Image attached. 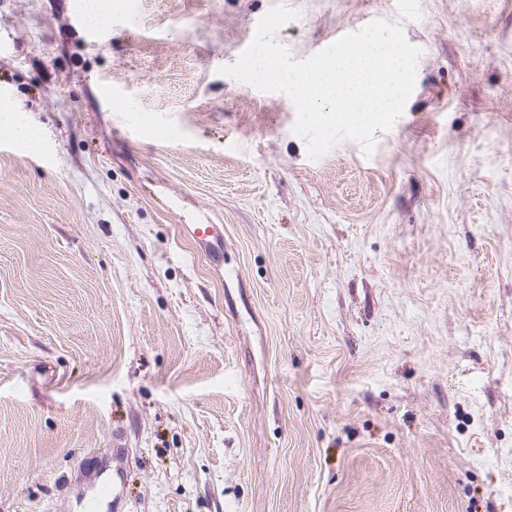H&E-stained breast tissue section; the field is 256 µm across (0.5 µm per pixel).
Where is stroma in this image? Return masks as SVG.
Here are the masks:
<instances>
[{"instance_id":"35a3bbf8","label":"stroma","mask_w":512,"mask_h":512,"mask_svg":"<svg viewBox=\"0 0 512 512\" xmlns=\"http://www.w3.org/2000/svg\"><path fill=\"white\" fill-rule=\"evenodd\" d=\"M276 0H0V512H512V0H420L364 156L219 72ZM293 59L398 19L285 0ZM134 102L133 117L120 116ZM122 459L120 454L112 456V481L101 479L90 493L82 492L76 498L80 512H126L121 503Z\"/></svg>"}]
</instances>
